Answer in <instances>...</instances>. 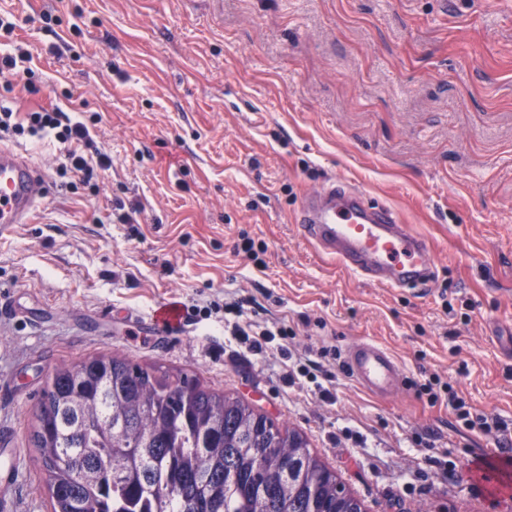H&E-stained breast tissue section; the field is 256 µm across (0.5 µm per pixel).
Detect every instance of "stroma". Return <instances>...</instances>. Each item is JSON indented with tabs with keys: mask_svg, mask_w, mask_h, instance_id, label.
<instances>
[{
	"mask_svg": "<svg viewBox=\"0 0 512 512\" xmlns=\"http://www.w3.org/2000/svg\"><path fill=\"white\" fill-rule=\"evenodd\" d=\"M0 52L30 54L20 112L84 109L112 159L66 189L62 147L0 133L45 192L0 238V444L11 512H52L29 441L60 365L106 355L195 376L299 433L361 512L512 507V0H0ZM334 179L431 243L418 292L356 276L303 238L306 194ZM260 261L241 250L244 239ZM278 321L254 354L214 305ZM165 302L197 307L145 328ZM403 365L396 395L365 393L346 349ZM327 350L333 400L289 385ZM452 384L470 429L420 387Z\"/></svg>",
	"mask_w": 512,
	"mask_h": 512,
	"instance_id": "obj_1",
	"label": "stroma"
}]
</instances>
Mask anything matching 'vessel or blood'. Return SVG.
Here are the masks:
<instances>
[{
	"label": "vessel or blood",
	"instance_id": "vessel-or-blood-1",
	"mask_svg": "<svg viewBox=\"0 0 512 512\" xmlns=\"http://www.w3.org/2000/svg\"><path fill=\"white\" fill-rule=\"evenodd\" d=\"M44 179L18 151L0 146V235L31 218ZM298 230L354 274L395 288L424 290L434 265L428 240L399 223L395 213L362 190L332 182L309 195L297 216ZM182 320L178 305L157 308L149 327L162 331ZM352 378L367 392L384 396L401 384L399 362L380 344L366 341L345 352Z\"/></svg>",
	"mask_w": 512,
	"mask_h": 512
}]
</instances>
